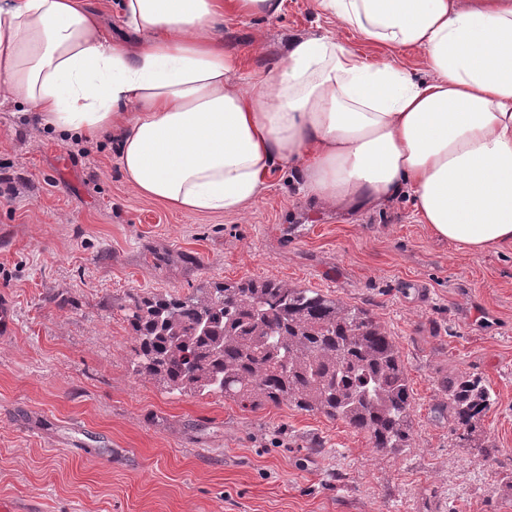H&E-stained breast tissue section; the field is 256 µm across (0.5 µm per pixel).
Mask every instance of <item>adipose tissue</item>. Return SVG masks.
<instances>
[{
    "label": "adipose tissue",
    "instance_id": "obj_1",
    "mask_svg": "<svg viewBox=\"0 0 512 512\" xmlns=\"http://www.w3.org/2000/svg\"><path fill=\"white\" fill-rule=\"evenodd\" d=\"M224 2L120 0L125 44L80 0H0V96L61 133L113 135L128 182L176 210L242 211L299 166L311 199L406 187L437 237L512 248V0H314L365 41L422 51L432 79L317 36L247 92Z\"/></svg>",
    "mask_w": 512,
    "mask_h": 512
}]
</instances>
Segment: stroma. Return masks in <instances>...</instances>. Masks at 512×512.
Here are the masks:
<instances>
[{"instance_id":"35a3bbf8","label":"stroma","mask_w":512,"mask_h":512,"mask_svg":"<svg viewBox=\"0 0 512 512\" xmlns=\"http://www.w3.org/2000/svg\"><path fill=\"white\" fill-rule=\"evenodd\" d=\"M225 48L250 89L289 41L327 36L431 79L417 51L387 50L312 0L273 18L225 12ZM81 143L84 154L72 153ZM274 173L237 213L178 211L126 180L119 144L78 139L0 97V504L9 512H512V249L472 254L434 236L409 191L354 211ZM168 253L154 264L152 252ZM274 279L368 310L399 348L412 395L407 447L288 403L257 411L137 376L133 295ZM489 388L461 448L439 382Z\"/></svg>"}]
</instances>
